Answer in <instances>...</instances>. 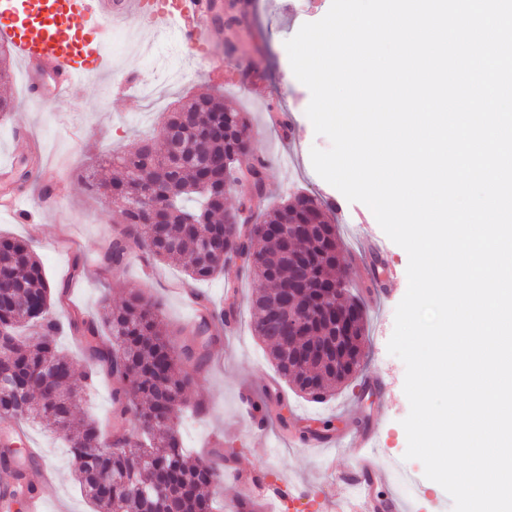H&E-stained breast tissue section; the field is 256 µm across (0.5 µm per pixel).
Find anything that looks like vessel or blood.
Here are the masks:
<instances>
[{
	"label": "vessel or blood",
	"mask_w": 512,
	"mask_h": 512,
	"mask_svg": "<svg viewBox=\"0 0 512 512\" xmlns=\"http://www.w3.org/2000/svg\"><path fill=\"white\" fill-rule=\"evenodd\" d=\"M10 12L14 24L0 32V40L10 43L17 58L28 68L26 96L42 99L43 94L30 70L40 66L54 76L55 95H64L72 86L73 64L83 57L89 47L101 46L112 37L113 31L132 23L141 14H150L155 27L176 25L181 43L187 51L214 54L218 41L214 31L219 14L214 0H0V12ZM79 16L96 18L90 46L64 47L49 24ZM341 447L353 449L359 478L352 494L325 500V512H410L411 505L396 494L380 497L375 492L384 482L385 471L379 464L382 448L373 427L355 429L349 438L341 440ZM25 478L35 486V494L24 501L25 512H45L40 487L53 479L51 468L41 466L26 472Z\"/></svg>",
	"instance_id": "1"
}]
</instances>
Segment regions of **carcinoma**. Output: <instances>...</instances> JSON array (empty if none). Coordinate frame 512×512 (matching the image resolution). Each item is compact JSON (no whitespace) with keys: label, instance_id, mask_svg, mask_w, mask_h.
Returning a JSON list of instances; mask_svg holds the SVG:
<instances>
[{"label":"carcinoma","instance_id":"1","mask_svg":"<svg viewBox=\"0 0 512 512\" xmlns=\"http://www.w3.org/2000/svg\"><path fill=\"white\" fill-rule=\"evenodd\" d=\"M226 119L232 122L227 137ZM246 127L245 113L224 104L223 95L204 91L165 113L161 123L160 135L171 132L177 139L181 163L152 140L112 155L119 174L95 188L110 196L115 187L128 198L121 205L125 225L101 263L119 269L137 248L159 260L186 263L194 280L244 273L262 281L266 288L251 301L254 335L267 345L285 382L322 400L359 370L365 307L348 289L337 227L320 203L310 209L303 194H293L245 230L238 227V213L224 210V182H237L236 162L244 161L252 182L264 185L266 163L253 156ZM147 174L167 190L155 200L165 209L162 224L129 197ZM288 251L303 263L301 272L290 266ZM68 288L50 283L29 242L0 236V368L6 372L0 415L37 420L64 437L75 478L95 512H213V496L205 488L213 486L223 464L215 458L190 462L177 423L186 391L217 341L214 322L197 320L176 340L164 328L160 307L138 290L121 307L104 310L98 324L67 311L71 334L91 365L86 377L103 372L112 378L117 407L105 432L94 418L77 422L83 399L73 366L55 343L52 305ZM338 306L351 315L343 365L324 353L336 343L330 313ZM290 308L309 309L313 317L302 327L285 323L271 332V317ZM101 326L110 335L108 344Z\"/></svg>","mask_w":512,"mask_h":512}]
</instances>
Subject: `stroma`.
I'll use <instances>...</instances> for the list:
<instances>
[{
    "mask_svg": "<svg viewBox=\"0 0 512 512\" xmlns=\"http://www.w3.org/2000/svg\"><path fill=\"white\" fill-rule=\"evenodd\" d=\"M331 0H224L222 55L209 58L189 53L180 46L175 28L167 31L149 25L118 27L112 37L113 51L103 68L76 79L69 94L59 100L34 104L24 95L25 74L17 58H10L12 81L0 85V97L13 99L12 112L0 114V167L15 166L30 156L40 158V170L13 194L34 218L20 222L0 206V234L29 240L50 281L70 280V307L97 318L103 303L118 306L129 289L140 288L157 300L169 330L192 321L180 291L206 295L215 309L224 305V279H191L180 265L151 260L143 263L133 253L126 268L108 273L99 259L115 232L123 225L119 208L111 200L92 194L88 182L107 181L113 175L109 163L113 153L132 150L146 136H158V116L173 101L207 88H219L224 100L247 112L246 131L253 155L268 159L265 202L274 207L290 194L302 191L325 203H338L331 218L343 242L340 264L351 287L363 289L368 282L359 257L360 242L346 214L367 218L368 236L383 240V260L396 269V276L381 279L386 298L380 307H368L365 325V356L356 376L324 401L301 397L291 385L280 383L265 345L250 328L249 301L262 291L261 281L244 277L238 283L237 325L223 331L209 360L188 391V402L200 401L203 414L186 410L180 438L189 455L211 457L216 453L209 441L223 436V445L237 449L234 467L265 474L268 481L289 479L313 495V502L296 501V512H322L323 499L350 494L343 479L352 470L349 451L325 447L315 452L309 425L332 420L334 436L354 430L361 419L376 422L377 435L385 449L382 462L391 469L390 487L413 504V512H452L453 502L437 483L425 479L420 461L405 459L407 438L402 420L409 413L403 385L405 366L389 354L388 341L394 330L395 309L407 290L406 251L387 240L369 207L348 201L313 169L310 150L329 149L327 137L316 134L306 115L311 95L292 71L286 40L308 22L320 20ZM245 64L254 81L253 93L232 83L214 84L212 69L223 62ZM278 104L288 115L290 127L276 131L267 125L270 104ZM80 271H73V262ZM377 376L387 383L384 397L364 390L365 377ZM280 384L279 412L288 416L287 426L270 421L263 438L246 428L239 396L249 391L264 396L269 382ZM34 442L45 461L55 470V479L41 493L46 512H94L81 494L73 466L62 441L43 426L30 427Z\"/></svg>",
    "mask_w": 512,
    "mask_h": 512,
    "instance_id": "1",
    "label": "stroma"
}]
</instances>
